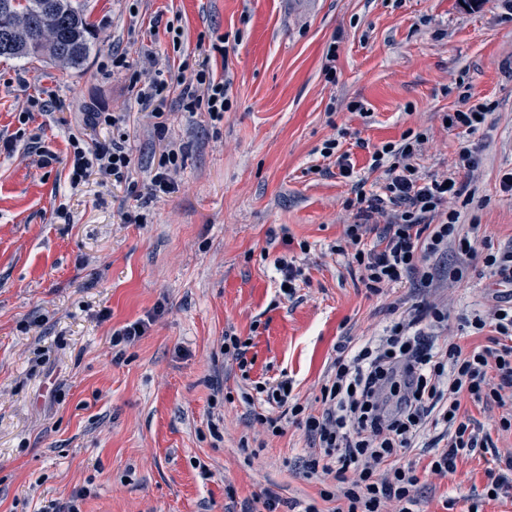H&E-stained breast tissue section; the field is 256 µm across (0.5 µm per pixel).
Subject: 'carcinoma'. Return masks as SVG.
<instances>
[{
    "mask_svg": "<svg viewBox=\"0 0 512 512\" xmlns=\"http://www.w3.org/2000/svg\"><path fill=\"white\" fill-rule=\"evenodd\" d=\"M12 42L0 57L47 56L80 67L89 56L93 34L72 0H0V43Z\"/></svg>",
    "mask_w": 512,
    "mask_h": 512,
    "instance_id": "obj_1",
    "label": "carcinoma"
}]
</instances>
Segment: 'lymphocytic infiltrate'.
<instances>
[{
    "label": "lymphocytic infiltrate",
    "instance_id": "obj_1",
    "mask_svg": "<svg viewBox=\"0 0 512 512\" xmlns=\"http://www.w3.org/2000/svg\"><path fill=\"white\" fill-rule=\"evenodd\" d=\"M180 84L183 111L205 110L223 120L231 108L229 80L218 78L206 62L163 66L149 71L138 91L150 108L157 128H164L160 105L171 84ZM427 138L407 132L401 142H388L372 153V166L383 169L381 193L355 189L345 206L354 214L336 252L361 272L371 293L418 281L434 287L442 278L461 280L471 263H482L498 285H512V250H493L477 232H463L461 213L444 209L448 198L472 203L466 183L452 176L422 172L415 159ZM71 187L94 173L122 179L132 164L124 135L84 142L72 139ZM374 245H366L368 234ZM455 253L457 266L442 268L440 260ZM447 315L438 307L420 305L386 327L383 334L360 345L343 337L321 386L319 413L292 398V382L284 379L262 387L268 405L303 427L311 450L303 475L320 483L319 496L337 501L336 512H415L419 482L417 463L405 455L427 425L441 427L443 447L426 469L439 478L455 472L459 457L483 447L475 434L469 405L501 408L500 428L512 432V295L486 311H474L463 321L472 332L492 329L488 343L465 350L455 342H439L437 328Z\"/></svg>",
    "mask_w": 512,
    "mask_h": 512
}]
</instances>
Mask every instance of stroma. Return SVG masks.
Returning a JSON list of instances; mask_svg holds the SVG:
<instances>
[{
  "instance_id": "stroma-1",
  "label": "stroma",
  "mask_w": 512,
  "mask_h": 512,
  "mask_svg": "<svg viewBox=\"0 0 512 512\" xmlns=\"http://www.w3.org/2000/svg\"><path fill=\"white\" fill-rule=\"evenodd\" d=\"M74 2L96 42L83 67L0 57V512L65 510L73 498L79 512H243L264 492L277 512H333L300 472L302 427L259 431L241 395L288 378L314 402L341 337L379 335L401 298L445 305L444 336L485 344L458 320L498 291L481 264L451 285L373 295L335 246L354 221L353 179L369 195L384 181L374 147L413 130L429 137L420 166L474 191L470 205L451 203L462 223L512 247V195L500 188L512 169V0ZM120 51L129 68L113 67ZM154 58L204 59L229 78L223 120L173 101L158 131L129 82ZM50 94L57 107H32ZM467 104L488 107L485 124L446 128L445 113ZM97 106L124 113L133 163L122 181L94 174L74 189L71 138L107 134L84 121ZM334 136L353 179L321 155ZM172 144L175 189L156 197L150 180ZM466 147L479 150L471 172L455 167ZM126 208L142 223H121ZM284 254L306 275L290 298L277 288ZM139 320L143 336L113 344ZM228 334L248 341V374L225 356ZM470 414L491 447L458 458L448 478L421 473L419 512H512V492L484 497L512 434L498 410Z\"/></svg>"
}]
</instances>
